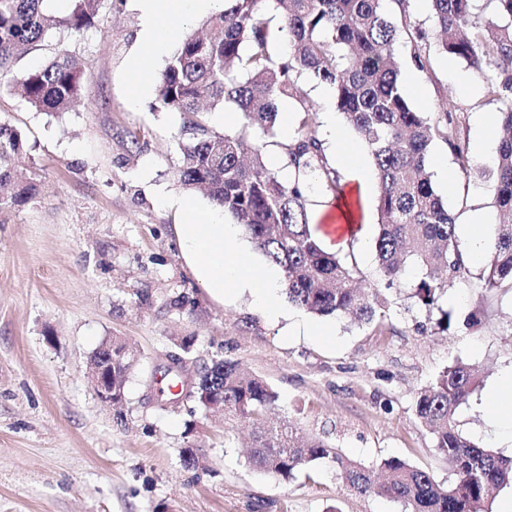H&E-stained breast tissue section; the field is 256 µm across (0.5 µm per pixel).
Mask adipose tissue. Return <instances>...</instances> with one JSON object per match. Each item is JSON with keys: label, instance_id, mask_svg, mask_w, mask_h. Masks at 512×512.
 <instances>
[{"label": "adipose tissue", "instance_id": "obj_1", "mask_svg": "<svg viewBox=\"0 0 512 512\" xmlns=\"http://www.w3.org/2000/svg\"><path fill=\"white\" fill-rule=\"evenodd\" d=\"M136 7L143 20V43L160 51L175 37L171 17L188 19L200 12H219L224 8V0H136ZM331 159L365 193H374L371 162L359 144L337 141ZM176 205L186 220L183 245L189 254L200 258L198 274L212 292L219 296L250 293L259 309L277 316L273 272L258 268L242 250L233 248L237 230L225 223L222 209L204 210L195 202L183 199L177 200Z\"/></svg>", "mask_w": 512, "mask_h": 512}]
</instances>
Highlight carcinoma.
Segmentation results:
<instances>
[{"instance_id":"obj_1","label":"carcinoma","mask_w":512,"mask_h":512,"mask_svg":"<svg viewBox=\"0 0 512 512\" xmlns=\"http://www.w3.org/2000/svg\"><path fill=\"white\" fill-rule=\"evenodd\" d=\"M53 0H0V87L19 85L25 102L38 112L61 114L78 95L84 66L60 47L41 67L19 71L21 54L40 50L47 36L65 28L80 33L100 21L102 0H70L63 16ZM385 0H224V10L202 25L201 36L185 37L157 76L155 108L181 116L180 183L202 189L259 250L279 268L288 299L322 317L350 316L360 324L381 322L389 303L380 288L362 287V272L352 253L325 249L315 237L306 191L317 179L337 210L353 212L336 169L328 166L323 140L312 119L302 75L329 85L345 125L367 148L377 185L379 222L375 259L385 287L391 288L409 264L421 268L414 305L431 311L469 265L456 238V224L438 194L428 159L437 142L451 149L458 169L471 170L467 150L455 138L452 117L434 119L415 107L403 89L397 59V27ZM435 43L414 29L410 60L424 71L433 54L460 58L484 77V93L502 102L501 129L489 188L502 222L497 224L480 280L489 293L512 294V0H487L492 12L476 19L478 0H430ZM275 13V27L264 18ZM288 100L300 119L296 135L279 147L286 181L268 168L254 147L243 158L242 133L275 137L278 104ZM241 116V133L211 125L216 108ZM20 130L0 124V210L15 209L36 196L13 161L24 151ZM112 394L125 399L131 355L112 338ZM198 384L213 395L200 401L208 410L244 418L259 429L249 464L288 480L321 460L334 463L350 491L378 494L401 502L405 512H486L490 490L512 485V457L482 448L458 428V409L480 386L475 366L456 360L416 395L414 411L433 435L455 479L444 488L426 471L400 459L382 461L388 481L336 451L328 442L302 440L282 424L263 428L265 411L277 393L258 377L241 373L237 363L215 359L200 369Z\"/></svg>"}]
</instances>
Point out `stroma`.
<instances>
[{"instance_id": "1", "label": "stroma", "mask_w": 512, "mask_h": 512, "mask_svg": "<svg viewBox=\"0 0 512 512\" xmlns=\"http://www.w3.org/2000/svg\"><path fill=\"white\" fill-rule=\"evenodd\" d=\"M140 32L134 0H103L99 28L54 30L23 58L35 68L63 46L82 60L78 100L61 115L0 91V122L28 142L17 165L38 187L26 205L0 212V512H403L390 498L349 491L326 461L287 481L260 473L247 458L250 424L188 399L170 404L169 385L214 358L239 363L277 392L268 422L290 423L367 465L404 460L443 487L453 474L413 406L419 389L463 360L479 369L481 384L459 425L511 457L512 421L485 398L512 368V295L485 294L480 265L433 313L413 305L422 272L409 267L386 292L390 318L380 328L315 316L282 290L285 315L275 321L249 294L211 293L185 254L181 214L171 205L208 199L176 176L181 118L153 107L167 56L151 53ZM397 50L414 74L408 97L431 117L450 113L472 158L471 172L461 173L447 145H435L429 165L438 194L456 225L476 218L493 233L499 213L477 131L502 103L485 97L481 76L464 60L437 55L431 70L416 71L407 34ZM136 56L148 82L140 93L130 68ZM460 76L470 91L458 88ZM131 131L138 146L128 141ZM445 312L444 331L437 322ZM300 322L331 334L306 335ZM114 336L136 357L119 407L98 400L89 375L92 354ZM186 338L188 364L167 372V354ZM186 448L199 468H185Z\"/></svg>"}]
</instances>
